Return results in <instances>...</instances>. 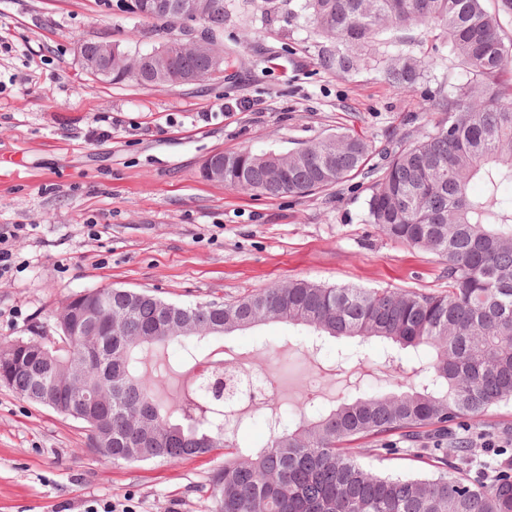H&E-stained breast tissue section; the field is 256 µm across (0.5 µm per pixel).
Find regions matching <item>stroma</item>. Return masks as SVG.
<instances>
[{
	"instance_id": "35a3bbf8",
	"label": "stroma",
	"mask_w": 512,
	"mask_h": 512,
	"mask_svg": "<svg viewBox=\"0 0 512 512\" xmlns=\"http://www.w3.org/2000/svg\"><path fill=\"white\" fill-rule=\"evenodd\" d=\"M301 0H224L214 38L223 71L186 85L111 82L80 57L85 41L127 55L168 34L204 37L119 11L112 0H0V226L23 224L18 271L0 279V344L52 339L67 298L96 288L146 289L177 303L234 301L307 279L322 285L440 293L442 262L367 222L371 179L303 197H266L202 178L215 153H285L354 133L370 166L423 123L420 91L377 71L339 74ZM110 130L102 140L98 131ZM267 322L194 342L198 365L232 358L269 373L284 424L311 403L330 410L348 373L397 391L412 373L386 345ZM223 450L182 460L100 459L79 421L0 387V512H212L204 490Z\"/></svg>"
}]
</instances>
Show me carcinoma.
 <instances>
[{"instance_id":"obj_1","label":"carcinoma","mask_w":512,"mask_h":512,"mask_svg":"<svg viewBox=\"0 0 512 512\" xmlns=\"http://www.w3.org/2000/svg\"><path fill=\"white\" fill-rule=\"evenodd\" d=\"M135 15L172 26L199 19L206 31L224 27V0H137ZM301 11L325 38L321 65L347 74L372 69L395 88L421 87L429 111L444 117L390 152L372 186L368 223L385 237L424 248L448 271V293L430 294L356 286H325L305 279L275 285L232 302L175 305L147 290L98 288L70 299L52 341L29 338L0 348V386L67 415L87 396L101 409L97 423L111 433L104 460L176 461L224 449V465L209 483L214 512H512V473L497 471L474 484L448 472L464 460L465 420L512 400V47L483 0H302ZM438 30L448 44V73L465 79L449 98L443 60L428 44ZM102 42L82 44L99 64L97 76L152 85L185 84L219 70L214 48L192 45L159 65L146 53L103 57ZM371 145L344 133L285 154L250 150L224 155L219 181L267 197L305 196L342 185L365 169ZM482 190L474 193L471 185ZM277 321L316 335L386 340L422 376L407 391L358 396L294 428L268 416L270 438L257 453L237 447L244 423L238 411L217 409L203 391L161 396L148 368L156 352L188 338L245 330ZM380 453L421 446L435 472L386 476L365 468L359 442Z\"/></svg>"}]
</instances>
